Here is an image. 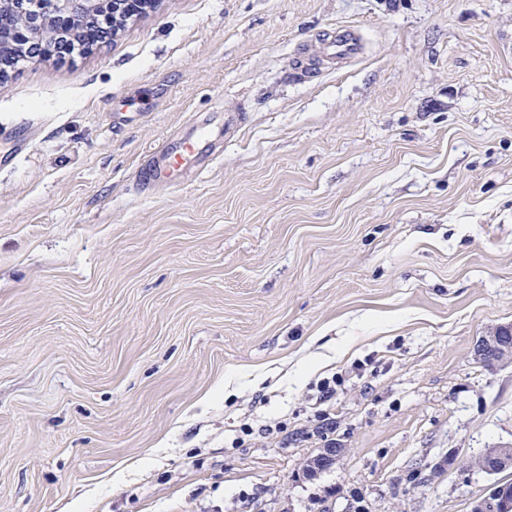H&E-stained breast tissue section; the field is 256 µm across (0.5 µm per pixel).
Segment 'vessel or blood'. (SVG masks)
<instances>
[{
    "label": "vessel or blood",
    "mask_w": 512,
    "mask_h": 512,
    "mask_svg": "<svg viewBox=\"0 0 512 512\" xmlns=\"http://www.w3.org/2000/svg\"><path fill=\"white\" fill-rule=\"evenodd\" d=\"M361 51L362 41L358 33L353 28L341 27L324 43L322 57L334 63L354 58ZM208 159L209 140L206 133L190 132L163 144L155 151L149 178L175 188L179 185L177 172L202 167Z\"/></svg>",
    "instance_id": "b4317fda"
}]
</instances>
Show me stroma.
I'll return each instance as SVG.
<instances>
[{
  "label": "stroma",
  "instance_id": "stroma-1",
  "mask_svg": "<svg viewBox=\"0 0 512 512\" xmlns=\"http://www.w3.org/2000/svg\"><path fill=\"white\" fill-rule=\"evenodd\" d=\"M341 26L363 53L317 64ZM205 118L215 161L143 189ZM4 154L0 512H471L492 484L512 0H159L1 81ZM508 329V335H512V326H498L481 336L477 341L475 356L480 359L490 357L495 363H508L512 360V336L504 341L501 331Z\"/></svg>",
  "mask_w": 512,
  "mask_h": 512
}]
</instances>
